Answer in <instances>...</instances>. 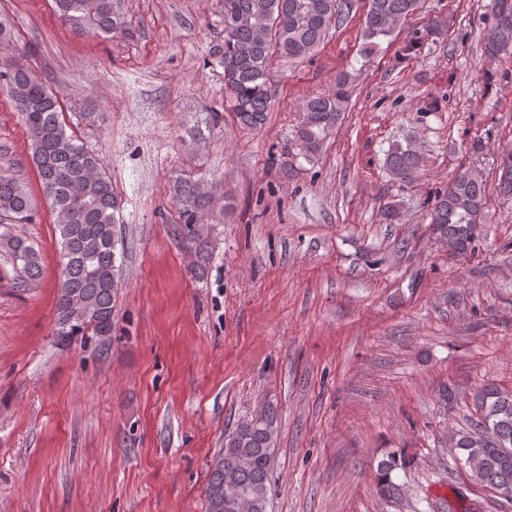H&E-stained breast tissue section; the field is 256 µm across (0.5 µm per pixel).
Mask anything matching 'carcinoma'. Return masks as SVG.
<instances>
[{
  "instance_id": "1",
  "label": "carcinoma",
  "mask_w": 512,
  "mask_h": 512,
  "mask_svg": "<svg viewBox=\"0 0 512 512\" xmlns=\"http://www.w3.org/2000/svg\"><path fill=\"white\" fill-rule=\"evenodd\" d=\"M356 0H224V47L218 65L224 69V90L231 110L245 127L262 124L271 102L270 66L273 54L290 58L311 56L329 30L340 26ZM61 21L80 34L121 37L129 33L125 17L113 9V0H54ZM360 54L371 56L379 42L393 35L418 9V0H365ZM436 18L400 48L410 59L420 53L425 38L447 28ZM483 39L489 61L512 49V0H490ZM5 90L20 112L28 135L32 161L44 196L50 202L59 233L60 276L57 300V336L69 341L92 333L106 338L112 332V300L118 288L119 205L102 159L67 131L57 96L22 65L0 71ZM351 98L347 74L336 78L326 96H309L295 127V146L307 156L321 152L342 119ZM386 169L395 179L410 182L418 175L422 155L411 142L389 147ZM502 193L512 196V151L499 162ZM173 196L181 204L178 235L187 241L200 238L204 211L210 197L200 183L178 177ZM31 195L14 177L0 174V215L21 222L30 217ZM427 218L437 238L459 254L472 253L478 241L477 225L487 220L483 181L461 170L424 202ZM0 248L11 257L18 272V287L38 279L40 256L21 237L4 231ZM476 416L456 442L453 465L465 471L512 504V389L484 387L474 395ZM276 419L247 418L224 436V448L213 458L205 488L206 512H232L225 507L226 476H235L237 495L260 504L255 512H268L272 456L277 444ZM409 465L405 455L390 452L377 465L376 490L383 501L406 500L405 484L395 472Z\"/></svg>"
}]
</instances>
